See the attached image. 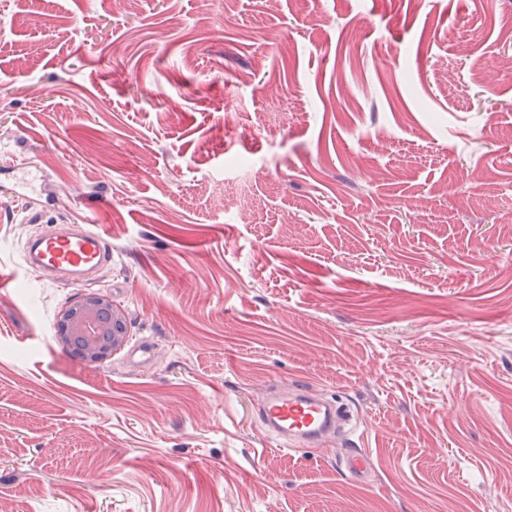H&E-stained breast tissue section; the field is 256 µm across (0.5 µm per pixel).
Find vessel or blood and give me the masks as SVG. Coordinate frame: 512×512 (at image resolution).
<instances>
[{
    "mask_svg": "<svg viewBox=\"0 0 512 512\" xmlns=\"http://www.w3.org/2000/svg\"><path fill=\"white\" fill-rule=\"evenodd\" d=\"M24 261L29 268L57 281L87 282L112 262V246L94 217L65 228L48 229L28 241ZM264 428L271 435L306 448L326 446L339 435L345 413L336 401L311 388L293 385L271 391L261 409Z\"/></svg>",
    "mask_w": 512,
    "mask_h": 512,
    "instance_id": "obj_1",
    "label": "vessel or blood"
}]
</instances>
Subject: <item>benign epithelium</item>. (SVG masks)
<instances>
[{
	"mask_svg": "<svg viewBox=\"0 0 512 512\" xmlns=\"http://www.w3.org/2000/svg\"><path fill=\"white\" fill-rule=\"evenodd\" d=\"M56 339L85 363H101L128 341L125 311L108 294L83 292L61 311Z\"/></svg>",
	"mask_w": 512,
	"mask_h": 512,
	"instance_id": "benign-epithelium-1",
	"label": "benign epithelium"
}]
</instances>
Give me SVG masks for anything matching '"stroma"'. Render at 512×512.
I'll return each mask as SVG.
<instances>
[{"instance_id": "obj_1", "label": "stroma", "mask_w": 512, "mask_h": 512, "mask_svg": "<svg viewBox=\"0 0 512 512\" xmlns=\"http://www.w3.org/2000/svg\"><path fill=\"white\" fill-rule=\"evenodd\" d=\"M91 213L92 366L22 261ZM1 279L6 512H512V0H0ZM287 384L355 440L268 435ZM56 339L85 363H101L128 341L125 311L108 294L80 293L61 311Z\"/></svg>"}]
</instances>
